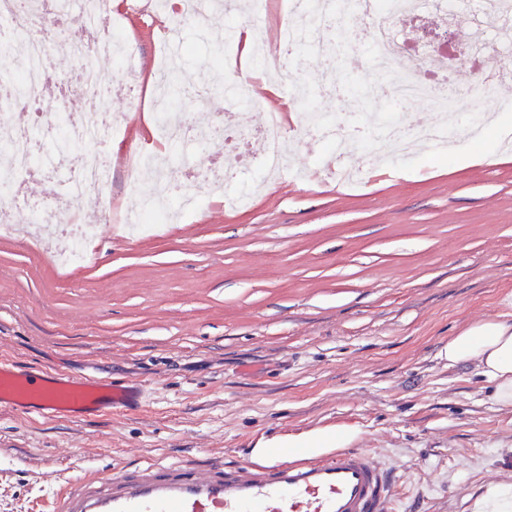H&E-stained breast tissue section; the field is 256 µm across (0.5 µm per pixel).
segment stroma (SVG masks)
I'll use <instances>...</instances> for the list:
<instances>
[{
	"label": "stroma",
	"instance_id": "stroma-1",
	"mask_svg": "<svg viewBox=\"0 0 512 512\" xmlns=\"http://www.w3.org/2000/svg\"><path fill=\"white\" fill-rule=\"evenodd\" d=\"M112 8L136 51L141 107L112 96L105 108L116 130L62 151L25 110H7L53 159L24 197L10 199L11 221L29 223L41 199L54 197L99 235L89 259L66 267L39 236L0 237V357L77 377L141 379L148 403L80 422L0 413V512H52L54 491L87 470L116 477L147 462L231 460L243 448L277 450L343 430L354 433L353 447L397 468L395 512H469L485 483L512 485V406L494 403L473 365L449 366L444 355L469 324L512 320V122L506 134L485 131L478 146L460 136L370 165L355 184L321 170V141L298 137L287 148L303 179L248 170L185 210L184 149L163 143L150 105L161 29L190 49L188 71L208 82L205 96L189 86L179 95L195 126L222 111L233 124L259 122L243 95L271 112L284 89L274 79L240 86L241 73L265 69L226 46L228 27L245 28L227 13L197 23L146 0ZM49 25L46 69L75 75L76 15ZM284 64L337 126L396 112L373 94L339 105L366 86L365 54L330 63L300 46ZM448 80L487 107L512 109V81L480 87L468 56L452 62ZM133 144L169 155L168 208L178 214L143 232L102 219L143 199L120 168L93 201L66 181L85 154L109 162ZM240 195L245 206L226 205ZM16 456L27 475L15 472ZM49 469L51 481L42 477Z\"/></svg>",
	"mask_w": 512,
	"mask_h": 512
}]
</instances>
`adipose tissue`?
<instances>
[{
    "instance_id": "obj_1",
    "label": "adipose tissue",
    "mask_w": 512,
    "mask_h": 512,
    "mask_svg": "<svg viewBox=\"0 0 512 512\" xmlns=\"http://www.w3.org/2000/svg\"><path fill=\"white\" fill-rule=\"evenodd\" d=\"M445 355L452 367L474 364L495 401L512 406V321L492 317L465 327L449 339Z\"/></svg>"
}]
</instances>
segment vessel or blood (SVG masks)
<instances>
[{"label": "vessel or blood", "mask_w": 512, "mask_h": 512, "mask_svg": "<svg viewBox=\"0 0 512 512\" xmlns=\"http://www.w3.org/2000/svg\"><path fill=\"white\" fill-rule=\"evenodd\" d=\"M144 383L75 377L0 361V410L87 420L144 407ZM396 477L359 448H299L287 461L251 449L245 461L148 463L118 477L65 482L54 512H389Z\"/></svg>", "instance_id": "vessel-or-blood-1"}]
</instances>
